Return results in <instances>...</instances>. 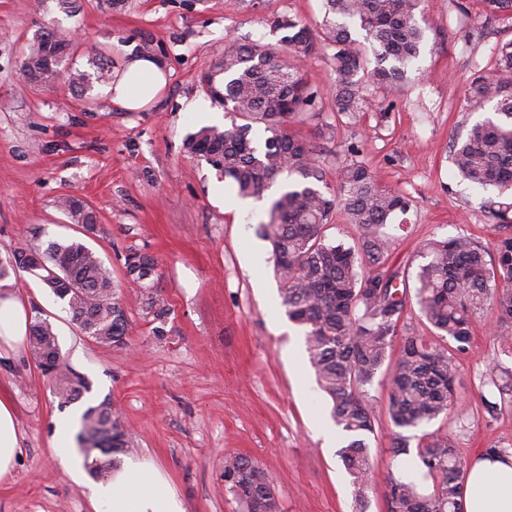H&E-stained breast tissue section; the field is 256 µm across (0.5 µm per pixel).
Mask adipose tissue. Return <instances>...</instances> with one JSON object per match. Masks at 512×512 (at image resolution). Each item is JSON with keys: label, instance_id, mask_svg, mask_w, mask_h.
Listing matches in <instances>:
<instances>
[{"label": "adipose tissue", "instance_id": "ef3b65f1", "mask_svg": "<svg viewBox=\"0 0 512 512\" xmlns=\"http://www.w3.org/2000/svg\"><path fill=\"white\" fill-rule=\"evenodd\" d=\"M168 83L164 67L152 58L135 57L106 87L112 103L137 112L155 100ZM30 318L12 293L0 291V345L20 350L27 342ZM20 453L13 406L0 399V478L15 467ZM93 512H184L180 500L152 464L125 458L104 483L91 484ZM464 512H512V455L480 457L468 469L463 493Z\"/></svg>", "mask_w": 512, "mask_h": 512}]
</instances>
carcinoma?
<instances>
[{"mask_svg":"<svg viewBox=\"0 0 512 512\" xmlns=\"http://www.w3.org/2000/svg\"><path fill=\"white\" fill-rule=\"evenodd\" d=\"M421 0H324L325 14L316 32L295 18L277 28L298 60L333 49L330 93L336 110L359 111L365 82L395 88L418 60L425 29L418 18ZM485 13L512 16V0H479ZM364 32V54L354 34ZM72 40L55 29L34 41L23 67L29 78L53 82L67 66ZM211 98L231 114L230 124L203 127L189 135L186 152L205 158L231 180L242 198H263L278 181L258 234L271 246L273 269L281 284L280 304L288 319L304 330L308 363L330 399V419L351 438L340 457L352 476L356 499L368 491L371 457L367 437L375 432L369 389L381 372L389 379L388 413L393 433L392 460L409 472L389 471L387 512H463L465 464L451 437L438 431L419 436L410 456L406 431L448 416L454 404L456 356L471 349L474 316L492 307L502 325L512 324V236L501 239L495 255L470 236L433 238L423 248L424 262L414 275L385 267L390 243L383 227L406 214L412 200L379 179L355 148L336 169V189L326 181L320 150L311 140L288 131L304 112L322 116L320 91L295 64L280 59L260 42L226 46L221 60L205 75ZM467 103L490 108L493 116L476 122L450 147L455 171L482 187L512 189V41L496 53V74L475 72L466 83ZM60 209L84 232H94V210L76 197H64ZM500 224H512V198L484 202ZM342 212L358 230L347 245L327 236L333 215ZM51 293L68 306L74 324L89 338L112 347L127 345L130 323L112 272L98 254L78 239L35 243L0 258V279L28 267ZM156 259L141 250L125 257V278L144 289L145 310L153 320L169 315L161 294L152 288ZM414 278V293L396 283ZM437 331L438 339L398 337L411 305ZM399 356L391 360L396 340ZM28 348L35 361L50 365L48 375L60 405L68 406L91 391L90 381L64 359L58 336L46 318L30 322ZM77 439L89 474L107 479L126 447V434L109 402L87 406ZM224 483L245 512H280L269 473L246 457L224 459Z\"/></svg>","mask_w":512,"mask_h":512,"instance_id":"1","label":"carcinoma"}]
</instances>
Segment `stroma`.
I'll use <instances>...</instances> for the list:
<instances>
[{
  "instance_id": "stroma-1",
  "label": "stroma",
  "mask_w": 512,
  "mask_h": 512,
  "mask_svg": "<svg viewBox=\"0 0 512 512\" xmlns=\"http://www.w3.org/2000/svg\"><path fill=\"white\" fill-rule=\"evenodd\" d=\"M428 25L421 56L398 88L369 87L361 112L338 113L328 89L325 55L304 61L322 91L323 118L333 140L318 141L328 183L347 146L355 145L382 181L414 205L403 223L386 225L388 262L420 263L432 238L465 234L492 248L512 228L481 207V188L453 169L454 138L483 112L470 111L465 82L493 65L498 43L512 39V21H487L475 0H422ZM321 23L323 0H0V257L47 237H82L57 206L64 195L96 212L98 230L86 244L112 271L130 322L127 344H98L72 324L63 302L24 271L0 280L27 307L55 326L71 367L88 378L90 393L72 408L107 400L128 432L124 456L163 471L185 512H243L224 484V459L259 462L274 478L282 512H387L392 427L388 386L378 376L375 432L367 442L373 467L364 502L319 428L331 404L319 390L305 352L304 331L280 305L271 248L256 228L267 201L228 209L220 194L232 186L203 158L184 150L203 127L190 102L207 105L217 126L229 117L211 103L198 77L215 63L228 38L281 47L276 19ZM67 31L75 74H95L106 55L112 74L142 46L169 74L150 105L129 112L100 83L79 92L67 83L37 84L22 60L41 28ZM139 249L157 261L156 288L168 303L164 325L147 315L139 289L124 279L125 257ZM164 339H156L155 329ZM473 348L457 360L456 405L442 432L466 463L485 448L512 453V398L484 387L485 374L512 379V325L492 311L476 314ZM0 398L15 410L21 452L12 475L0 479V512H89L87 490L73 482L50 451L59 400L29 351L0 353ZM497 404L487 412L485 401Z\"/></svg>"
}]
</instances>
